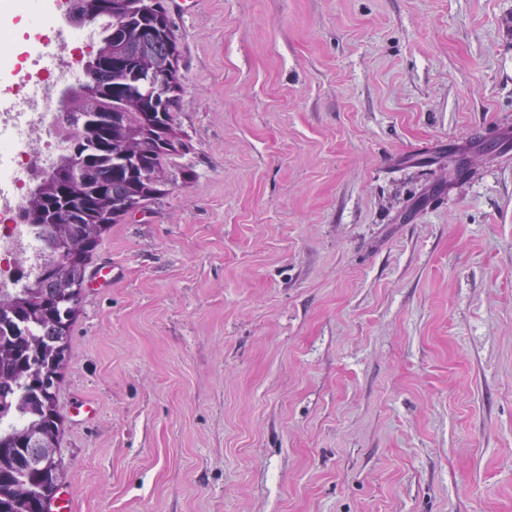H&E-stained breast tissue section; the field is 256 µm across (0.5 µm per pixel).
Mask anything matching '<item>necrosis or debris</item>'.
Listing matches in <instances>:
<instances>
[{
  "mask_svg": "<svg viewBox=\"0 0 512 512\" xmlns=\"http://www.w3.org/2000/svg\"><path fill=\"white\" fill-rule=\"evenodd\" d=\"M97 42L95 30L56 27L33 0H0V298L34 281L48 258L21 214L30 187L62 153L66 113L54 108Z\"/></svg>",
  "mask_w": 512,
  "mask_h": 512,
  "instance_id": "4bbe7bcc",
  "label": "necrosis or debris"
}]
</instances>
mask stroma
<instances>
[{"mask_svg": "<svg viewBox=\"0 0 512 512\" xmlns=\"http://www.w3.org/2000/svg\"><path fill=\"white\" fill-rule=\"evenodd\" d=\"M165 4L190 149L80 290L72 512H512V0Z\"/></svg>", "mask_w": 512, "mask_h": 512, "instance_id": "stroma-1", "label": "stroma"}]
</instances>
